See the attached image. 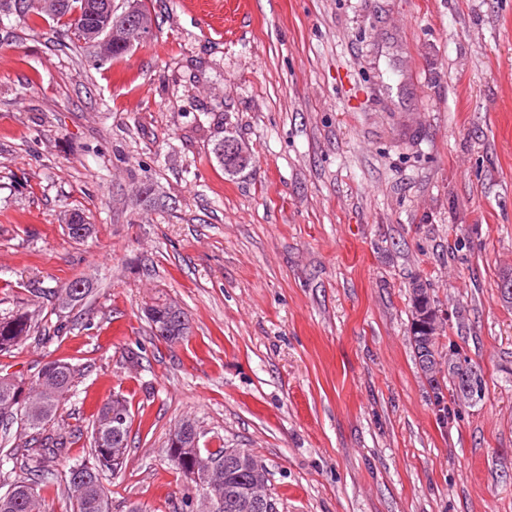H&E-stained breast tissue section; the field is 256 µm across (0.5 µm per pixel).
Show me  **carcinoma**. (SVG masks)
Masks as SVG:
<instances>
[{
    "label": "carcinoma",
    "mask_w": 512,
    "mask_h": 512,
    "mask_svg": "<svg viewBox=\"0 0 512 512\" xmlns=\"http://www.w3.org/2000/svg\"><path fill=\"white\" fill-rule=\"evenodd\" d=\"M14 10L22 17L36 15L50 18L62 23L77 39L96 48L106 44V58L111 59L126 53L127 46L122 43L119 33L112 32V26L94 28L97 19L93 15L99 13L117 14L112 9V0H58L54 8L42 6V0H0V8ZM86 23H81V20ZM224 146V138L214 140L212 153L224 173L234 176L248 167L250 161L241 165L225 156L218 154ZM67 226L76 225L84 231L80 235L76 231L69 236L76 240L88 237L92 225L88 224L82 214L72 212ZM91 292L90 284L85 280H74L56 288L39 290L42 295L55 299L61 308L73 307L81 303ZM436 306L427 289L419 283L412 289L411 307L420 313H429ZM171 304L155 305L146 311L147 318L154 330L159 332L158 338L169 345L183 340L189 333L188 319L184 312L171 314ZM31 322L26 313L12 315L0 319V352H6L18 345L29 336ZM419 367L429 382L436 381L434 375L439 372L440 362L437 337L428 335L421 330L411 336ZM75 371L64 361H49L41 366L37 376L30 384H25L11 376H0V422L5 423L21 417L24 424L32 431L34 447L21 464L24 475L15 479L0 494V512H45V493L55 482L54 469L50 462L68 454L70 444L69 433L61 429L47 432V425L54 418L60 402L73 387ZM448 383L460 401L474 400L475 393L470 382L460 377L459 367L453 359H448ZM124 415V421L117 424L112 421V413ZM130 416L125 401L114 398L107 402L99 412L93 432V462H76L69 466L65 474V483L73 501V512H109L108 498L102 484V475L115 473L122 469L124 455L128 449ZM197 426L191 424L174 433L168 441V456L176 467L184 474L200 465L203 460L215 461L224 459V470L207 483V490L215 500L224 501L226 512H233L230 506L237 494L254 486L263 499L270 502L266 512H275L276 499L268 492V472L266 467L259 469L250 462H240L226 454V449L211 451L200 448L196 441Z\"/></svg>",
    "instance_id": "cac0c4a2"
}]
</instances>
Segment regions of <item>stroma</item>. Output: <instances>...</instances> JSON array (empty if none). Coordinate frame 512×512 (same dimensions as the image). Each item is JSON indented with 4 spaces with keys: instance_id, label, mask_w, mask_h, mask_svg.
I'll return each mask as SVG.
<instances>
[{
    "instance_id": "35a3bbf8",
    "label": "stroma",
    "mask_w": 512,
    "mask_h": 512,
    "mask_svg": "<svg viewBox=\"0 0 512 512\" xmlns=\"http://www.w3.org/2000/svg\"><path fill=\"white\" fill-rule=\"evenodd\" d=\"M143 2L152 39L107 61L0 11V317L34 327L0 375L76 368L56 474L118 396L111 512H195L166 454L186 419L257 456L279 512H512V0ZM218 112L251 153L233 177ZM76 279L58 310L45 289ZM416 282L440 352L481 370L473 402H434ZM166 302L191 326L172 347L145 316ZM221 147H224V152L227 154H233L237 151V145L230 137H226L224 139V136L219 137L214 140L212 153L217 160L218 164L224 168V173L229 176H234L239 173H241L243 170H245L248 165L250 164V157L248 160L245 161L243 165L239 164L236 161H232L230 159H226L224 154L221 156L218 154V151L221 149ZM80 285L83 288H78ZM90 292V284L86 280H74L57 288H49L44 294L54 298L59 307L69 308L81 303ZM437 338L438 336H428L423 330L411 336L419 367L430 384L436 381L432 376L439 372Z\"/></svg>"
}]
</instances>
